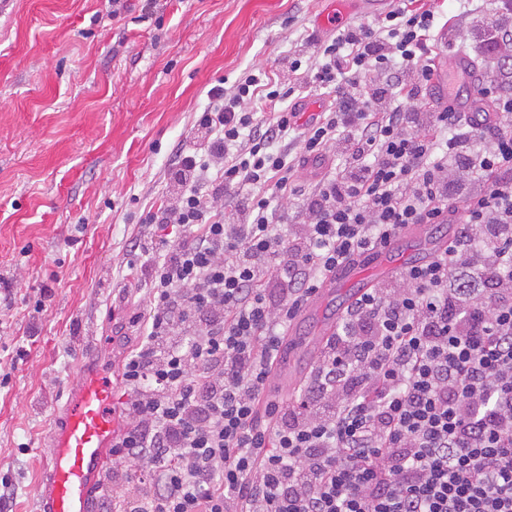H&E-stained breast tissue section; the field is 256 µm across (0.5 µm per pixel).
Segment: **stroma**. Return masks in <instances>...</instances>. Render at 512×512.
I'll return each instance as SVG.
<instances>
[{
    "instance_id": "35a3bbf8",
    "label": "stroma",
    "mask_w": 512,
    "mask_h": 512,
    "mask_svg": "<svg viewBox=\"0 0 512 512\" xmlns=\"http://www.w3.org/2000/svg\"><path fill=\"white\" fill-rule=\"evenodd\" d=\"M0 15V275L15 304L0 320V348L24 349L0 366V481L16 491L13 512H39L50 462L78 369L119 370L131 342L118 337L146 289L123 282L139 219L169 186L172 148L192 128L219 82L248 70L308 60L339 24H375L358 0H140L113 15L108 0H7ZM446 14L435 66L460 57L457 79L477 91L473 46L502 0H421ZM84 225L70 243L74 225ZM53 293L35 313L46 271Z\"/></svg>"
}]
</instances>
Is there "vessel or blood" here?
<instances>
[{"instance_id": "vessel-or-blood-1", "label": "vessel or blood", "mask_w": 512, "mask_h": 512, "mask_svg": "<svg viewBox=\"0 0 512 512\" xmlns=\"http://www.w3.org/2000/svg\"><path fill=\"white\" fill-rule=\"evenodd\" d=\"M400 264L393 245L365 252L358 262L341 267L319 296L327 298L343 282L358 279L361 266L389 272ZM114 399L110 370L82 372L53 432L50 465L39 489L41 512H89L99 478L109 464L106 450L117 434Z\"/></svg>"}]
</instances>
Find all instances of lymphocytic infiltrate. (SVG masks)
Masks as SVG:
<instances>
[{
    "label": "lymphocytic infiltrate",
    "mask_w": 512,
    "mask_h": 512,
    "mask_svg": "<svg viewBox=\"0 0 512 512\" xmlns=\"http://www.w3.org/2000/svg\"><path fill=\"white\" fill-rule=\"evenodd\" d=\"M436 19L407 4L286 77L208 91L131 244L148 304L102 512H512V21L463 112L432 91ZM297 72L335 94L306 123ZM329 155L341 170L305 176ZM411 224L457 232L347 308L294 400L269 399L302 304Z\"/></svg>",
    "instance_id": "obj_1"
}]
</instances>
